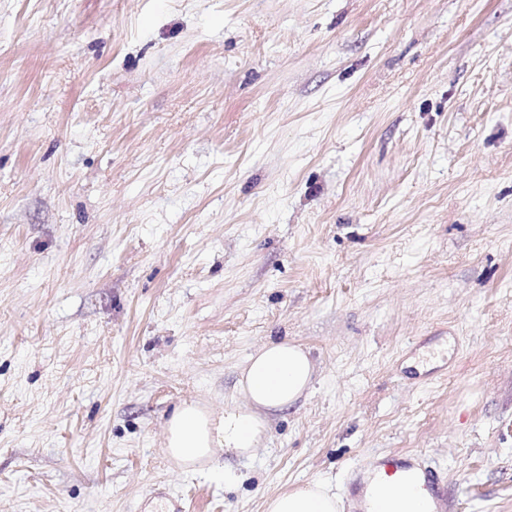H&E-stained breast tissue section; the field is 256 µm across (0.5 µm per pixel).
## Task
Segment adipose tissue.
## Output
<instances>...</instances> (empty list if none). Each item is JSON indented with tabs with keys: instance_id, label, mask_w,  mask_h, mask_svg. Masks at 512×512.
Here are the masks:
<instances>
[{
	"instance_id": "adipose-tissue-1",
	"label": "adipose tissue",
	"mask_w": 512,
	"mask_h": 512,
	"mask_svg": "<svg viewBox=\"0 0 512 512\" xmlns=\"http://www.w3.org/2000/svg\"><path fill=\"white\" fill-rule=\"evenodd\" d=\"M314 365L292 342L268 341L245 361L237 382L244 401L217 414L196 401L182 402L164 427V448L184 469L215 464L219 451L251 457L266 440L268 413L294 404L308 389ZM429 503L394 478L378 474L367 491V512H429ZM342 498L322 482H309L266 499L264 512H343Z\"/></svg>"
}]
</instances>
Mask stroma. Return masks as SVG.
Segmentation results:
<instances>
[{
  "mask_svg": "<svg viewBox=\"0 0 512 512\" xmlns=\"http://www.w3.org/2000/svg\"><path fill=\"white\" fill-rule=\"evenodd\" d=\"M271 339L308 390L179 470ZM391 452L512 512V0H0V512H263Z\"/></svg>",
  "mask_w": 512,
  "mask_h": 512,
  "instance_id": "35a3bbf8",
  "label": "stroma"
}]
</instances>
